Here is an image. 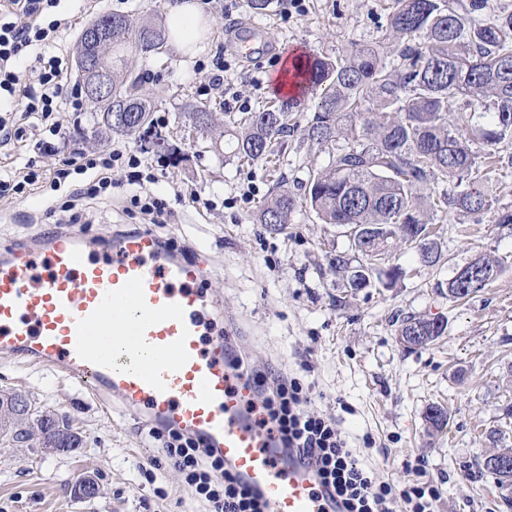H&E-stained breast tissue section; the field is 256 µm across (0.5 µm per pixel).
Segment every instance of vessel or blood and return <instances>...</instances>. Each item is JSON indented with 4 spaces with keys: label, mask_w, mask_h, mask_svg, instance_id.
<instances>
[{
    "label": "vessel or blood",
    "mask_w": 512,
    "mask_h": 512,
    "mask_svg": "<svg viewBox=\"0 0 512 512\" xmlns=\"http://www.w3.org/2000/svg\"><path fill=\"white\" fill-rule=\"evenodd\" d=\"M199 259L148 230L94 256L85 236L47 234L0 251V353L57 371L126 412L170 425L223 457L269 512H331L316 472L256 426L227 345L207 341Z\"/></svg>",
    "instance_id": "1"
}]
</instances>
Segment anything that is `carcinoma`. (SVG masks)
<instances>
[{
    "label": "carcinoma",
    "instance_id": "obj_1",
    "mask_svg": "<svg viewBox=\"0 0 512 512\" xmlns=\"http://www.w3.org/2000/svg\"><path fill=\"white\" fill-rule=\"evenodd\" d=\"M485 0H470L461 14L450 0H392L388 25L400 43L399 59L388 64L378 47L356 44L342 57L307 58L301 70L302 88L296 97L277 102L239 118L224 121V130L211 138L210 149L221 152L222 141L243 159L268 161L277 156L279 140L296 128L302 139L332 151L330 168L310 172L304 184L306 205L323 224L359 227L368 249L351 243L358 265L341 255L326 257L329 271L351 288H370L354 281L362 270L389 287L401 276L397 267L379 269L394 240L419 252L434 266L439 248L427 256L425 245L436 243L430 224L437 213L478 215L492 208L496 198L486 189L490 173L472 151L469 140L457 133L478 112L486 124L477 126L495 156L497 145L512 136V13L491 19L481 15ZM112 36V51L98 55L96 44L83 42L89 63L110 75L127 52L149 56L169 38L154 23L136 24L120 14L100 16ZM142 80H112V102H94L95 124L116 135L133 136L150 125L152 108L141 94ZM318 99L303 126L293 122L302 97ZM188 125L205 131L214 127L213 113L199 106L187 113ZM448 179L454 190L439 195L425 192ZM295 200L279 191L263 201L257 220L271 232L286 228ZM474 277L448 281V298L458 301L489 286L501 265L484 256L471 259ZM424 326L413 314L401 319L398 337ZM38 432L49 454L71 453L83 445L79 433L50 412L35 410L22 392L0 394V435L15 439Z\"/></svg>",
    "mask_w": 512,
    "mask_h": 512
}]
</instances>
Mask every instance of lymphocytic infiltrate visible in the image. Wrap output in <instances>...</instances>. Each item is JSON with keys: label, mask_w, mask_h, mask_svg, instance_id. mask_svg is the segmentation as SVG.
I'll return each instance as SVG.
<instances>
[{"label": "lymphocytic infiltrate", "mask_w": 512, "mask_h": 512, "mask_svg": "<svg viewBox=\"0 0 512 512\" xmlns=\"http://www.w3.org/2000/svg\"><path fill=\"white\" fill-rule=\"evenodd\" d=\"M60 0H0V133L22 134L24 120L36 119L50 135L61 132L58 116L78 112L83 107L76 81L71 78L72 63L58 51V43L71 29L70 17L58 10ZM33 59L37 79L28 83L21 69L25 59ZM126 160L128 167H139L136 156L113 153L101 160L73 149L54 173L40 171L33 164L15 170H0V199L24 193L47 178L61 181L71 174L87 176L75 199L64 201L60 209L72 211L76 199L95 200L112 186L114 162ZM230 365L240 379L255 386L261 399L258 412L261 426L270 427L284 448H291L314 466L321 493L337 500L341 512H393L395 501H402L406 512H436L440 491L431 480L422 479L423 465H410L415 480L398 487L376 481L361 463L358 451L338 430L333 417L310 411L311 399L300 377L269 376L241 354H233ZM151 435L162 441L172 460L191 488L195 499L206 505V512H268L259 493L241 482L224 466V459L201 440L178 429L153 428Z\"/></svg>", "instance_id": "1"}]
</instances>
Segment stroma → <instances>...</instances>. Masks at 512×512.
<instances>
[{
	"mask_svg": "<svg viewBox=\"0 0 512 512\" xmlns=\"http://www.w3.org/2000/svg\"><path fill=\"white\" fill-rule=\"evenodd\" d=\"M209 21L195 59L174 46L163 54H127L123 71L141 74L154 105L153 118L179 151L178 160L147 151L139 136L96 134L92 106L60 115L62 138L49 147L32 141L0 142V167L18 169L27 161L56 170L73 148L89 157L138 151L139 168L153 196L169 215L149 225L131 198L142 187L129 168L112 172V196L87 209L76 229L98 249L109 248L118 231L151 227L162 240L204 254L209 299L220 303L235 324L229 344L258 368L299 372L309 387L313 411L335 417L350 438L372 434L374 475L403 486L413 478L406 464L421 459L427 478L440 490L438 512H512V489H502L476 463L493 446L512 448V224L498 220L512 211V138L497 153L502 167L490 189L499 202L479 216L454 215L435 226L443 250L436 266L422 263L415 250L391 246L388 260L403 277L393 287L346 288L326 268V253L349 252L343 228L323 224L298 205L287 228L266 231L255 215L264 199L284 188L300 195L309 170L329 166L327 149L291 133L280 147L281 165L240 161L215 153L205 136L184 138L183 113L207 105L217 115L223 96L206 93L211 70H197L196 59L230 58L223 78L248 111L273 101L268 86L275 74L270 58L231 59V35L263 27L273 55L292 52L336 57L351 45L378 46L387 61L399 49L386 25L391 0H309L304 13L284 18L287 0H273L264 13L246 0L225 16L224 0H199ZM59 10L76 19L61 42L75 55L82 29L102 14H123L134 22H166L167 0H61ZM83 176L70 175L61 187L41 188L0 201V245L30 241L58 231L54 208ZM498 261L501 274L467 302L449 300L448 281L471 257ZM408 314L444 316L443 338L425 349L397 343L395 322ZM29 394L37 409L67 420L84 440L68 455L42 453L38 438L16 443L0 436V512H202L176 470L150 437V424L122 413L118 400L102 399L50 370L0 354V391ZM448 410L444 430L430 434L429 404ZM500 433L492 443L491 430ZM95 478L100 494L74 497L75 482Z\"/></svg>",
	"mask_w": 512,
	"mask_h": 512,
	"instance_id": "35a3bbf8",
	"label": "stroma"
}]
</instances>
